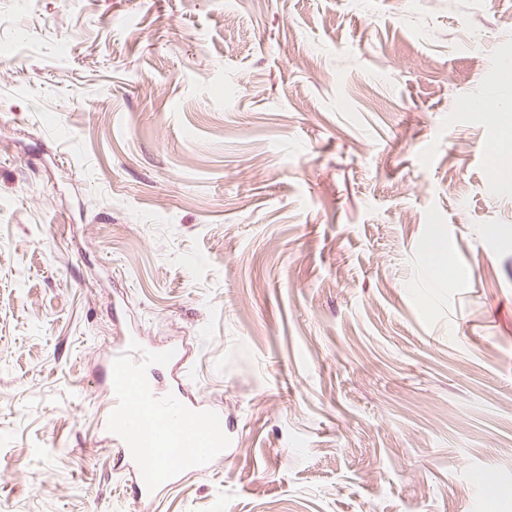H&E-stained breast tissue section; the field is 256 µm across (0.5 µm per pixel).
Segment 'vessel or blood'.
Here are the masks:
<instances>
[{
	"label": "vessel or blood",
	"instance_id": "vessel-or-blood-1",
	"mask_svg": "<svg viewBox=\"0 0 512 512\" xmlns=\"http://www.w3.org/2000/svg\"><path fill=\"white\" fill-rule=\"evenodd\" d=\"M154 361L130 343L114 353L110 365L113 451L131 477L141 512H151L159 492L182 472L205 470L217 451L216 432L205 426L209 410L188 409L179 395L160 398L130 380V371H143Z\"/></svg>",
	"mask_w": 512,
	"mask_h": 512
}]
</instances>
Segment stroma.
I'll return each instance as SVG.
<instances>
[{
  "label": "stroma",
  "mask_w": 512,
  "mask_h": 512,
  "mask_svg": "<svg viewBox=\"0 0 512 512\" xmlns=\"http://www.w3.org/2000/svg\"><path fill=\"white\" fill-rule=\"evenodd\" d=\"M500 147L512 0H0V512H138L134 336L224 418L157 512H512Z\"/></svg>",
  "instance_id": "1"
}]
</instances>
